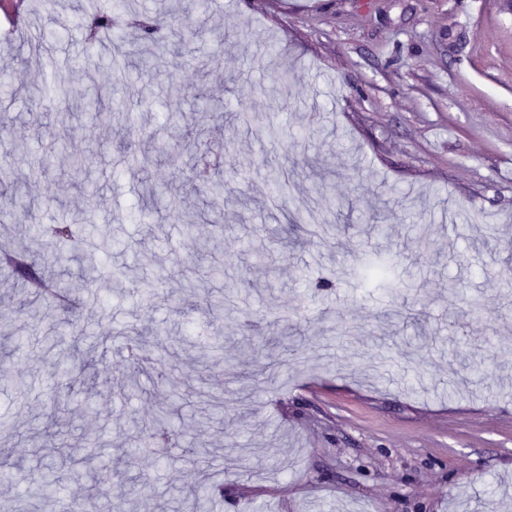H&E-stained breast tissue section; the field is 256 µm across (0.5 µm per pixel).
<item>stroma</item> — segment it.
Wrapping results in <instances>:
<instances>
[{
	"mask_svg": "<svg viewBox=\"0 0 512 512\" xmlns=\"http://www.w3.org/2000/svg\"><path fill=\"white\" fill-rule=\"evenodd\" d=\"M85 0H43L28 14L30 34L17 33L0 11V73L19 94L0 98V156L33 202L41 224L73 225V240L41 247L21 230L23 217L10 192L0 191V247L26 251L40 276L58 279L77 268L83 223L122 238L124 248L102 261L80 295L72 317L96 334L142 331L151 352L178 368L169 383L147 394L122 395L130 370L119 341L93 353L94 387L49 391L54 351L51 332H64V313L51 297L26 305L27 285L0 264V330L24 337L21 350L0 347V372L20 384H0V448L15 468L0 482V512L15 505L47 512L41 487L47 457L80 443L85 405L108 444L63 474L69 495L91 478L102 493L85 512H143L139 489L162 500L198 482L220 483L223 498L209 512H486L483 494L494 485L512 512V292L496 275L512 264V0H208L193 16L200 37L193 64L150 72L148 129L159 132L161 154L145 171H127L121 148L133 137L123 113L99 120L81 112L61 119L60 103L32 105L27 88L42 87L53 71L70 87L111 89L119 74L105 49H90L84 30L59 18L85 11ZM226 36L217 45L211 25ZM287 75L275 137H267L260 87ZM226 102L227 112H197V95ZM187 114L170 122L173 103ZM64 132L70 150L90 156L98 184L85 200L59 166L29 175L28 158L14 154L26 134L32 147ZM203 140L205 162L224 172V239L214 253L203 245L210 225L187 237L178 215L201 208L188 182V150ZM295 167L279 204H272L264 161ZM165 185L177 209L150 223L133 221L143 181ZM311 208L328 217V238L301 234L285 246L277 232L289 214ZM430 225L426 246L407 239L403 219ZM389 224V241L368 231ZM224 264L211 282L222 295L235 281L236 306L307 328L287 368L247 406L222 367L203 379L181 376L209 336L228 338L240 370H251L270 346L262 331L244 332L235 313L215 319L179 290L189 266ZM167 280L156 285L155 270ZM129 269L125 287L107 269ZM335 284L318 296L317 281ZM420 286L429 333L407 360L384 353L397 329L386 312L401 308ZM155 291L144 304L146 291ZM481 297L486 316L472 314L467 298ZM491 357L484 383L451 391V366L463 358ZM224 395L225 423L205 437L224 464L206 469L181 449L132 454L126 432L151 425L161 410L191 419L199 392ZM274 449L256 462L236 445Z\"/></svg>",
	"mask_w": 512,
	"mask_h": 512,
	"instance_id": "35a3bbf8",
	"label": "stroma"
}]
</instances>
